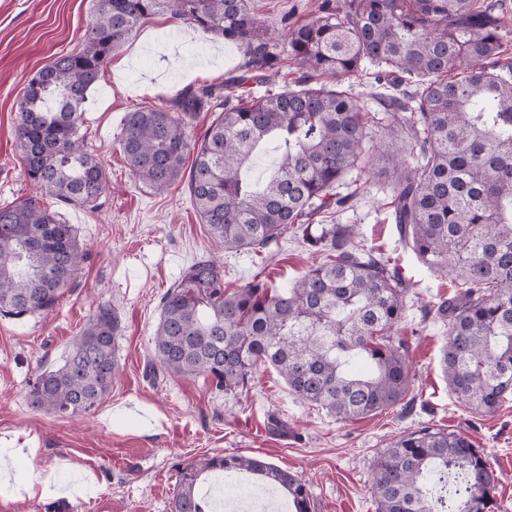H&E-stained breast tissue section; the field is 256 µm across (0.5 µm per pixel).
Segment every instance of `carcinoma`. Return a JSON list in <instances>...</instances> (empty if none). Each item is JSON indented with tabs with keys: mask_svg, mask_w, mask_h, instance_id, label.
<instances>
[{
	"mask_svg": "<svg viewBox=\"0 0 512 512\" xmlns=\"http://www.w3.org/2000/svg\"><path fill=\"white\" fill-rule=\"evenodd\" d=\"M83 48L59 55L21 89L16 146L28 180L67 206H96L108 189L99 159L77 138L82 106L112 53L157 15L233 42L253 75L271 83L287 56L301 78L259 97L222 103L203 135L186 119L209 108L216 88L181 92L159 107L124 115L118 144L135 177L161 194L183 177L210 238L260 252L290 230L320 255L291 286L257 275L229 292L224 269L204 257L161 299L152 374L203 378L226 394L249 390L258 366L273 367L303 401L338 420L372 415L406 400L407 345L398 336L408 285L401 270L348 245V229L312 220L344 207L335 189L379 152L391 177L392 216L402 237L458 293L436 314L448 327L441 368L471 412L498 411L512 396V66H502L500 18L479 0H323L284 43L250 0H94ZM392 88L380 95L390 141L375 142L340 82L366 69ZM263 143L274 174L247 172ZM195 155L185 170L188 154ZM86 253L62 212L35 199L0 207V315L52 310L77 278ZM120 321L101 305L62 363L28 383L30 406L60 418L88 414L109 395L119 366ZM286 494L291 512H314L297 475L256 457H203L179 467L171 512H209L203 476L242 472ZM377 512H494L499 474L485 450L430 427L401 435L371 464Z\"/></svg>",
	"mask_w": 512,
	"mask_h": 512,
	"instance_id": "cac0c4a2",
	"label": "carcinoma"
}]
</instances>
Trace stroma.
Here are the masks:
<instances>
[{"label": "stroma", "mask_w": 512, "mask_h": 512, "mask_svg": "<svg viewBox=\"0 0 512 512\" xmlns=\"http://www.w3.org/2000/svg\"><path fill=\"white\" fill-rule=\"evenodd\" d=\"M321 0H251L278 38L314 15ZM92 0H0V206L32 195L15 143L20 90L52 57L80 50ZM241 49L163 15L146 22L114 52L83 107L79 135L98 155L110 191L98 207H67L88 252L55 311L20 320L0 317V512H170L178 463L213 454L259 457L295 473L315 512H376L369 470L386 445L429 426L460 433L486 450L500 475L497 512H512V399L491 415L469 412L451 393L439 359L445 330L428 316L455 292L400 242L389 217L391 178L382 161L350 172L338 192L350 208L329 215L349 225L351 242L391 259L407 279L399 335L414 376L413 408L397 405L342 421L291 393L262 368L238 396L200 379L155 381L146 373L161 298L180 272L206 256L235 289L255 275L296 282L315 256L290 232L267 251L217 250L193 210L186 181L157 194L139 183L117 142L126 112L157 106L186 88L223 85L242 68ZM116 312L119 376L90 414L57 418L30 408L27 385L61 363L98 305ZM280 420L284 431L270 428Z\"/></svg>", "instance_id": "stroma-1"}]
</instances>
